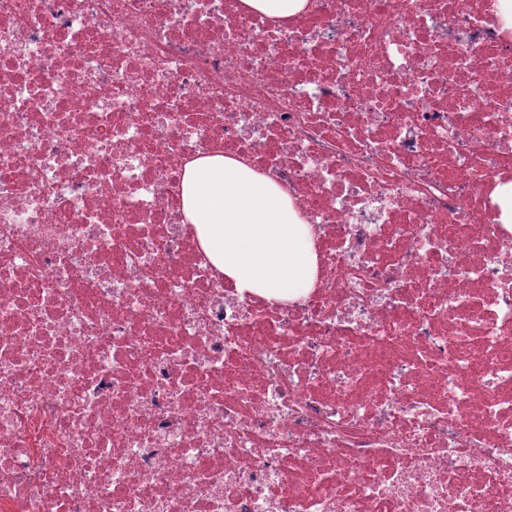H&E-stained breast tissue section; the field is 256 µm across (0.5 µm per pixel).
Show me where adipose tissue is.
<instances>
[{"mask_svg": "<svg viewBox=\"0 0 512 512\" xmlns=\"http://www.w3.org/2000/svg\"><path fill=\"white\" fill-rule=\"evenodd\" d=\"M183 212L215 266L238 292L293 299L318 271L312 227L288 194L242 160L216 155L191 162Z\"/></svg>", "mask_w": 512, "mask_h": 512, "instance_id": "adipose-tissue-1", "label": "adipose tissue"}]
</instances>
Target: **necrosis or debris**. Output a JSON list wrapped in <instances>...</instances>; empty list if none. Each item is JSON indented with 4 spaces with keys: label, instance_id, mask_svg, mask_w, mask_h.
<instances>
[{
    "label": "necrosis or debris",
    "instance_id": "obj_1",
    "mask_svg": "<svg viewBox=\"0 0 512 512\" xmlns=\"http://www.w3.org/2000/svg\"><path fill=\"white\" fill-rule=\"evenodd\" d=\"M495 0H0V512H512V28ZM317 282L238 293L188 163ZM243 3L266 16L288 18L303 11L307 0H243ZM183 212L215 266L239 293L294 299L314 287L310 224L288 194L242 160L216 155L186 166Z\"/></svg>",
    "mask_w": 512,
    "mask_h": 512
}]
</instances>
